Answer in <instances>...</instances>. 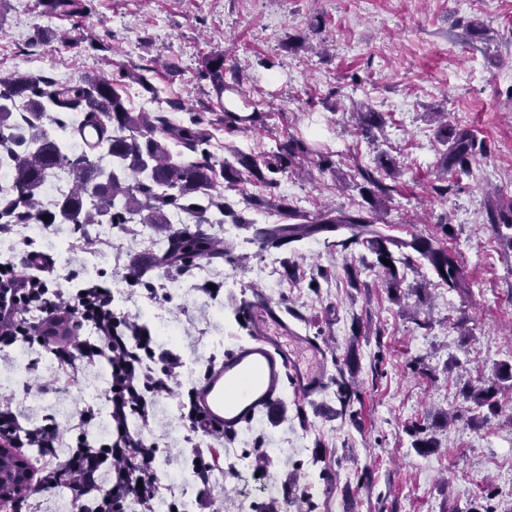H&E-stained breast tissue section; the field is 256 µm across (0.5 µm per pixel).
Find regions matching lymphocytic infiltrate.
Wrapping results in <instances>:
<instances>
[{
  "mask_svg": "<svg viewBox=\"0 0 512 512\" xmlns=\"http://www.w3.org/2000/svg\"><path fill=\"white\" fill-rule=\"evenodd\" d=\"M56 260L39 251H21L16 263L0 270V291L13 295L8 318H0V352L20 341L35 342L65 366L105 358L110 379L105 395L112 431L107 440L77 435L69 459L38 470L41 492L67 490L74 512H121L126 497H136L142 512H153L163 485L154 466L156 445L131 435L130 415L148 420L155 398L179 396L181 418L190 432L223 438V425L212 421L196 400V384L175 387L180 361L160 350L150 330L113 308L112 285L89 278L71 288L55 287ZM0 439L12 448H39L55 456L61 440L57 423L22 426L11 401L0 400ZM112 479L102 484L100 475Z\"/></svg>",
  "mask_w": 512,
  "mask_h": 512,
  "instance_id": "1",
  "label": "lymphocytic infiltrate"
}]
</instances>
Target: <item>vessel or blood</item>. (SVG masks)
<instances>
[{
  "instance_id": "b4317fda",
  "label": "vessel or blood",
  "mask_w": 512,
  "mask_h": 512,
  "mask_svg": "<svg viewBox=\"0 0 512 512\" xmlns=\"http://www.w3.org/2000/svg\"><path fill=\"white\" fill-rule=\"evenodd\" d=\"M253 342L225 356L198 389L202 409L223 424L225 434L237 432L241 423L256 411H272L281 401L283 386L292 383L299 394L309 397L327 383L323 348L292 329L275 309L252 308ZM310 351L312 366H302L297 348Z\"/></svg>"
}]
</instances>
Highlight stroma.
<instances>
[{"instance_id":"obj_1","label":"stroma","mask_w":512,"mask_h":512,"mask_svg":"<svg viewBox=\"0 0 512 512\" xmlns=\"http://www.w3.org/2000/svg\"><path fill=\"white\" fill-rule=\"evenodd\" d=\"M85 16L42 13L27 0H0V76L27 69L35 27L67 36L42 50L46 70L76 80L131 74L129 88L181 100L173 121L217 109L210 81L198 74L206 59L224 55L240 88L260 112L249 129L225 133V150L268 152L294 134L330 156L280 177L278 192L292 208L315 214L324 204L356 210L362 204L359 168L380 152L401 175L379 225L394 238L438 237L456 251L473 277L471 295L438 282L420 259L399 266L402 300H393L382 271L364 246L329 248L312 238L299 250L261 249L252 231L225 224L219 237L230 258L199 263L184 273L192 292L155 298L130 285L131 262L148 254L145 236L163 231L132 224L128 233L87 246L72 225L44 229L40 247L69 245L65 277L83 278L97 259L104 279L122 291L124 311L153 309L174 326L165 349L178 358L202 351L200 367L219 366L226 351L250 342L241 303L253 294L279 305L289 325L319 342L331 380L318 395L285 388L275 417L256 413L250 424L202 449L223 479L204 512H467L480 500L493 512H512V421L506 415L472 423L460 389L494 381L512 364V251L487 222L497 196L512 198V0H85ZM75 39L85 47L70 48ZM296 47L285 50V42ZM147 78L150 89L140 86ZM381 113L374 139L357 130L356 115ZM471 130L488 146L471 176L453 182L440 166L444 147L433 113ZM447 187L440 196L436 187ZM449 235H441L440 224ZM358 287H350V278ZM207 283L217 296L199 289ZM469 332L461 334L457 321ZM223 337V346L213 344ZM358 359L345 371L347 350ZM38 344L25 354L0 353V399H11L23 426L53 420L68 428L81 409L103 410L107 360L61 376L47 367ZM354 394L337 400L338 381ZM433 426L439 443L423 454L408 429ZM143 433L158 447V472L191 456L177 394L157 398Z\"/></svg>"}]
</instances>
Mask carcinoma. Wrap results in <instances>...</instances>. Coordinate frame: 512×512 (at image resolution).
I'll use <instances>...</instances> for the list:
<instances>
[{"label": "carcinoma", "instance_id": "obj_1", "mask_svg": "<svg viewBox=\"0 0 512 512\" xmlns=\"http://www.w3.org/2000/svg\"><path fill=\"white\" fill-rule=\"evenodd\" d=\"M48 13L81 15L86 10L82 0H42ZM57 39L54 31L37 27L29 46L39 49ZM231 81H224V73ZM129 73L123 67L112 76H89L78 80L59 81L47 75H35L16 70L0 77V149L13 157L10 173L11 192L0 196V226L8 224H71L88 238L97 224H111L120 232L139 220L158 229L167 228L174 211L186 215L189 224L223 226L224 217L239 226L251 227L255 240L264 248L279 249L300 243L324 233L347 232L341 240L324 239L327 246L347 249L363 245L375 255L374 265L382 270L389 291L400 288L395 264L407 265L415 253L430 265L440 282L459 293L470 292L471 273L457 255L440 246L438 239L414 236L394 239L377 227V214L385 206L394 187L385 183L396 178L398 166L382 152L377 157V169L359 168L362 179L360 193L365 206L357 212L326 209L310 220L298 224L255 226L234 211L225 201L224 191L234 189L248 177L273 191L279 186L277 175L285 174L298 165L314 161L315 152L301 139L293 136L280 142L272 153H246L239 149L218 162L210 151L213 122L195 114L190 123L177 124L170 113L183 110L181 101H167V108L158 112L129 111L124 91ZM201 80L214 86L217 98L226 91L238 90L236 69L224 67V55L215 54L198 73ZM224 112V128L233 132L256 122V112L246 114L219 102ZM363 135L374 138L372 130L380 128L376 113H357ZM55 124L68 139L83 145L78 152L65 144L45 127V121ZM439 138L448 144L442 157L445 171L454 178L471 174L475 156V141L466 129L440 122ZM114 161L108 171L100 159ZM316 162V161H314ZM327 160L316 162L319 167ZM64 169L72 177L74 187L61 195L47 209L40 205L39 195L44 183L56 171ZM246 207H265L291 219L298 214L286 199L243 196ZM50 220H43L44 216ZM488 223L498 231L507 248L512 250V201L491 205ZM510 233L505 234L501 229ZM166 245L151 262L136 263L134 275L141 278L153 269L188 271L197 261L222 260L224 247L205 231L187 229L171 231ZM393 263L388 266L383 260ZM512 381V365L498 368L496 381L490 384L468 385L462 390L463 399L472 409L498 413L502 393L500 382ZM414 447L424 453L438 448V443L422 427L415 428Z\"/></svg>", "mask_w": 512, "mask_h": 512}]
</instances>
